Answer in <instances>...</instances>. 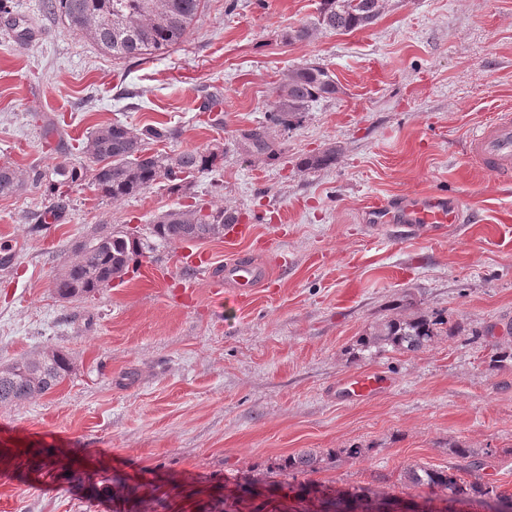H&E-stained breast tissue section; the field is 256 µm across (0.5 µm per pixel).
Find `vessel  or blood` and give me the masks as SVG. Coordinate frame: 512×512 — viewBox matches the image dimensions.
Returning a JSON list of instances; mask_svg holds the SVG:
<instances>
[{
    "label": "vessel or blood",
    "instance_id": "1",
    "mask_svg": "<svg viewBox=\"0 0 512 512\" xmlns=\"http://www.w3.org/2000/svg\"><path fill=\"white\" fill-rule=\"evenodd\" d=\"M468 152L471 159L497 179L512 180V114L496 113L473 131L469 137ZM464 220V213L449 204L447 197L438 194L403 195L391 203L372 205L367 216L372 229L394 224L404 233L419 235ZM268 279V271L242 258L227 262L224 266L225 285L237 289L241 294ZM386 385V379L368 373L349 376L342 382L347 397L355 402L373 397Z\"/></svg>",
    "mask_w": 512,
    "mask_h": 512
}]
</instances>
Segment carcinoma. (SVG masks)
Returning a JSON list of instances; mask_svg holds the SVG:
<instances>
[{"mask_svg": "<svg viewBox=\"0 0 512 512\" xmlns=\"http://www.w3.org/2000/svg\"><path fill=\"white\" fill-rule=\"evenodd\" d=\"M73 32L90 40L115 60L142 59L180 44L203 7V0H46ZM384 0H322L314 22L290 29L284 41L292 44L311 39L320 30L351 32L373 24L382 14ZM340 88L329 71L307 63L289 70L275 87V105L269 124L242 135L241 145L255 155H269L275 141L270 129L288 131L300 123L313 103L334 99ZM175 130L160 123L141 128L116 121L95 128L87 136L84 153L90 166L60 164L52 169L57 185L89 182L98 195L112 201L135 196L156 184L178 191L182 182L224 162V147L182 151L174 156L153 146L173 139ZM21 173L12 162H0V198L16 195L22 188ZM238 215L222 207L195 203L158 214L147 234L125 225L84 237L72 250L53 279L63 300L83 298L127 273L144 258L151 242H197L224 236V226L235 224ZM445 324L436 313H398L360 339L359 351L370 357L390 347L397 351H419L439 335ZM512 361V346L497 344L489 366ZM71 372L67 356L59 350L44 351L0 366V405L43 396L60 385ZM456 463L444 468L411 466L401 475L403 484L426 489L425 502H439L426 512H462L478 505L487 512H512V494L484 480L482 471L489 452L462 444L450 446ZM321 459L303 451L278 464L291 477L318 471ZM298 498L314 500L316 512H405L388 493L370 486L345 489L301 484Z\"/></svg>", "mask_w": 512, "mask_h": 512, "instance_id": "carcinoma-1", "label": "carcinoma"}]
</instances>
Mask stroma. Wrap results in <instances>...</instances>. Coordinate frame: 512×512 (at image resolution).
I'll list each match as a JSON object with an SVG mask.
<instances>
[{
    "label": "stroma",
    "instance_id": "obj_1",
    "mask_svg": "<svg viewBox=\"0 0 512 512\" xmlns=\"http://www.w3.org/2000/svg\"><path fill=\"white\" fill-rule=\"evenodd\" d=\"M320 6L205 0L180 45L131 61L48 19L43 0L0 13V161L24 179L0 198V366L48 348L71 362L50 393L0 406V497L14 512H224L249 479L247 508L274 512L294 502L280 459L309 450L324 461L297 482L406 500L401 471L446 467L454 441L491 450L483 476L512 493V366L488 367L512 334V182L465 150L476 126L512 111V0H386L366 28L285 44ZM306 63L339 94L276 133L275 157L241 150L282 75ZM115 121L176 129L161 146L172 155L222 143L224 164L176 193L157 184L112 202L85 183L57 197L44 172L85 163L90 131ZM330 147L332 165L303 169ZM414 191L473 222L437 237L367 227L369 204ZM195 202L237 212L251 235L158 246L153 286L132 269L78 301L54 293L82 237L143 231ZM191 251L211 276L183 265ZM237 258L270 274L242 304L224 285ZM398 309L446 323L426 349L359 358L362 334ZM368 372L388 387L346 401L339 379ZM353 445L365 455L337 457Z\"/></svg>",
    "mask_w": 512,
    "mask_h": 512
}]
</instances>
